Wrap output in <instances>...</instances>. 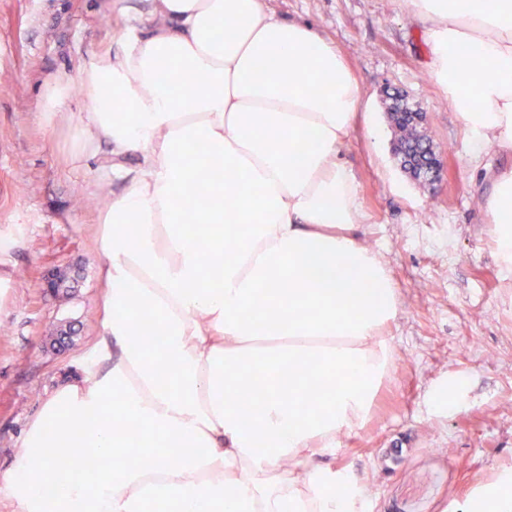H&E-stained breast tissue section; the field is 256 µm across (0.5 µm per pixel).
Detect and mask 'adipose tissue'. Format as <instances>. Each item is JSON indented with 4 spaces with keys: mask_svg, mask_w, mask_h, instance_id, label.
<instances>
[{
    "mask_svg": "<svg viewBox=\"0 0 512 512\" xmlns=\"http://www.w3.org/2000/svg\"><path fill=\"white\" fill-rule=\"evenodd\" d=\"M148 3L118 53L48 83L46 122L72 86L95 102L74 150L99 155L122 185L99 216L102 367L43 402L0 482L17 512H146L150 501L161 512H363L359 493L336 495V472L321 462L364 422L396 313L388 271L360 238L342 154L363 88L331 41L265 0ZM410 7L427 24L430 72L467 155L512 152V0ZM131 154L137 167L123 162ZM198 170L211 175L213 201L188 224ZM485 212L512 270V170L495 175ZM307 361L332 383L303 417L289 369ZM245 368L257 382L246 414L235 387ZM122 423L135 429L136 456L119 452Z\"/></svg>",
    "mask_w": 512,
    "mask_h": 512,
    "instance_id": "adipose-tissue-1",
    "label": "adipose tissue"
}]
</instances>
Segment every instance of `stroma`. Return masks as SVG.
I'll return each instance as SVG.
<instances>
[{"label":"stroma","instance_id":"stroma-1","mask_svg":"<svg viewBox=\"0 0 512 512\" xmlns=\"http://www.w3.org/2000/svg\"><path fill=\"white\" fill-rule=\"evenodd\" d=\"M278 15L313 23L352 67L366 93L345 159L355 177L364 244L382 255L397 311L384 329L393 362L363 427L342 435L326 463L359 483L364 512H464L486 485L512 476V275L501 270L482 203L512 155L488 147L480 161L448 97L431 78L423 22L409 0H266ZM147 0H0V471L12 466L44 398L96 371L104 255L99 212L76 199L111 198L74 158L72 139L90 111L80 92L54 125L38 118L45 82L76 76L97 53L118 50L128 11ZM425 112V132L447 168L420 185L392 153L387 96ZM75 278L65 298L42 275ZM72 321L66 351L53 329ZM447 386L448 403L433 396Z\"/></svg>","mask_w":512,"mask_h":512}]
</instances>
